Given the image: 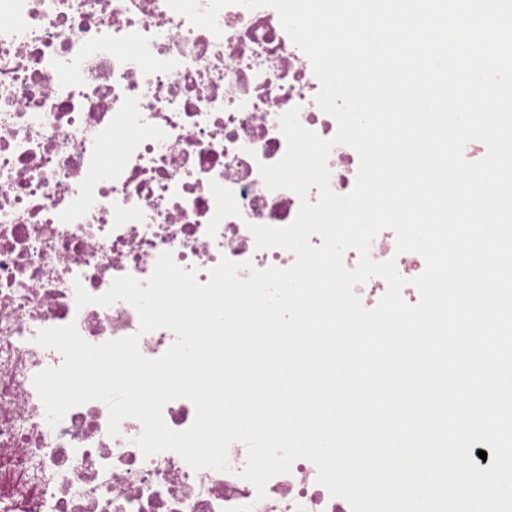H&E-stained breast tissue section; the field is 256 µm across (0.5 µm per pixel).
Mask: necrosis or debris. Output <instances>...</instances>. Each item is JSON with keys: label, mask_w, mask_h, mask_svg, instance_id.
I'll return each mask as SVG.
<instances>
[{"label": "necrosis or debris", "mask_w": 512, "mask_h": 512, "mask_svg": "<svg viewBox=\"0 0 512 512\" xmlns=\"http://www.w3.org/2000/svg\"><path fill=\"white\" fill-rule=\"evenodd\" d=\"M217 22L216 35L166 0H0V512H351L306 459L260 500L240 476L243 443L229 446L228 470H195L174 452L144 456L135 418L110 435L100 401L50 426L33 383L63 362L35 343L42 329L73 323L92 344L139 334L131 304L77 307L75 284L97 296L120 276L147 280L165 251L202 283L224 257L293 264L287 250L256 249L249 230L287 226L300 207L259 166L284 156L290 109L324 139L337 122L273 8L230 5ZM328 166L332 190L349 193L357 152L335 146ZM370 256L409 281L425 269L389 228ZM139 336L150 359L175 340Z\"/></svg>", "instance_id": "4bbe7bcc"}]
</instances>
